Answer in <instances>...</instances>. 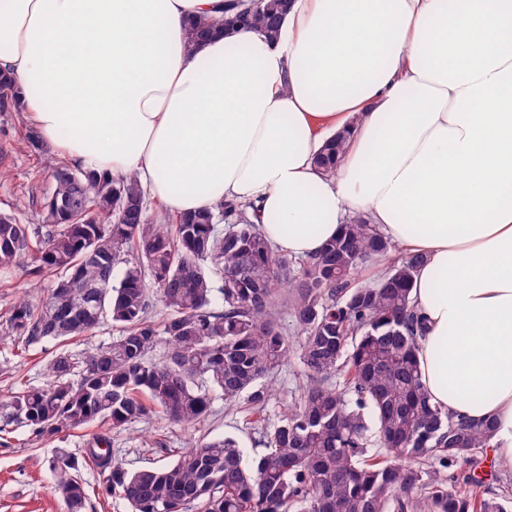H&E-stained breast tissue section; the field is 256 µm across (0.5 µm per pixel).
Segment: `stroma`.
<instances>
[{
    "instance_id": "stroma-1",
    "label": "stroma",
    "mask_w": 512,
    "mask_h": 512,
    "mask_svg": "<svg viewBox=\"0 0 512 512\" xmlns=\"http://www.w3.org/2000/svg\"><path fill=\"white\" fill-rule=\"evenodd\" d=\"M31 127L24 112H0V213L15 215L25 224L40 223L39 210L32 201L42 198L53 187L52 166L57 154L38 150L26 140ZM32 258H23L10 271L0 273V317L7 316L19 297L39 302L50 274L35 273ZM56 342L28 346L24 343H0V402L6 401L18 386L41 387L46 383L43 360L55 351ZM275 395L255 424L245 402H227L215 398L208 415L190 426H178L153 416L111 430L112 454L129 471L156 466L176 458L188 442L231 436L247 455L264 449L262 429L274 426L289 405L298 402L307 383L306 372L297 353L273 373ZM90 426L69 437L39 439L30 428L13 426L0 432V512H65L62 500L53 493L49 458L60 449L82 454L87 441L98 434Z\"/></svg>"
}]
</instances>
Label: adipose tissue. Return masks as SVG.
Here are the masks:
<instances>
[{
	"label": "adipose tissue",
	"mask_w": 512,
	"mask_h": 512,
	"mask_svg": "<svg viewBox=\"0 0 512 512\" xmlns=\"http://www.w3.org/2000/svg\"><path fill=\"white\" fill-rule=\"evenodd\" d=\"M226 2L0 0V74L50 151L172 211L235 200L296 259L360 214L423 255L422 381L512 464V0H289L276 38L188 49ZM347 136L343 133L331 136L314 157V164L327 177L336 176L338 164L346 149Z\"/></svg>",
	"instance_id": "ef3b65f1"
}]
</instances>
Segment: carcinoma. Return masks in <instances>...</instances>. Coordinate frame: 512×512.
I'll return each mask as SVG.
<instances>
[{
    "mask_svg": "<svg viewBox=\"0 0 512 512\" xmlns=\"http://www.w3.org/2000/svg\"><path fill=\"white\" fill-rule=\"evenodd\" d=\"M288 0L224 7L230 34L254 26L276 37ZM214 23L192 26L188 43L206 40ZM0 112H19V92L0 79ZM347 136H331L314 157L336 176ZM42 223L0 214V270L30 254L56 279L41 303L22 297L0 323V341L63 342L103 320L122 335L80 358L66 351L45 365L50 382L24 386L4 404L3 423L43 439L99 421L120 427L158 413L190 425L210 409L213 393L247 395L260 410L273 396L269 375L292 349L280 327L287 307L298 327L299 359L309 383L299 403L264 432L265 451L251 460L236 439L190 443L168 464L130 472L97 434L80 456L49 460L53 490L67 512H85L80 471L92 464L108 494L131 512H509L512 496L448 489L478 486L477 469L493 425L454 420L431 402L415 359L419 326L411 299L423 256L391 262L374 284L355 285L358 270L396 250L362 215L307 260L277 253L243 205L177 214L167 224L146 215L134 176L97 175L54 165ZM123 266L122 276L114 271ZM221 286H215L214 276ZM103 290L98 307L92 295ZM288 298L281 299L282 290ZM167 311L157 321L156 304ZM160 359L152 357L159 347ZM336 377V384L327 379ZM374 428L381 458H367ZM469 466L458 475L456 467Z\"/></svg>",
    "mask_w": 512,
    "mask_h": 512,
    "instance_id": "cac0c4a2",
    "label": "carcinoma"
}]
</instances>
